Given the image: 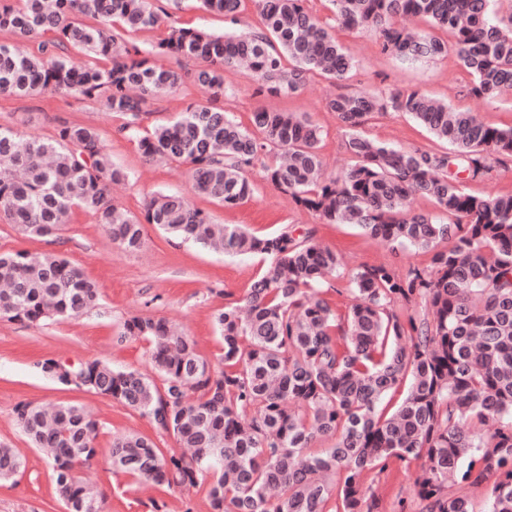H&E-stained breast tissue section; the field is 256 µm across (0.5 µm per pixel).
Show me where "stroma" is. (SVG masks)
<instances>
[{
  "label": "stroma",
  "mask_w": 512,
  "mask_h": 512,
  "mask_svg": "<svg viewBox=\"0 0 512 512\" xmlns=\"http://www.w3.org/2000/svg\"><path fill=\"white\" fill-rule=\"evenodd\" d=\"M170 20L128 34L130 45L151 49L168 31L169 24L192 27L213 34L234 29L248 32L261 27L255 0H242L238 23L201 8L198 0H162ZM339 41L348 47L355 65L345 81L321 76L311 78L290 97L257 93V80L248 72L225 76L224 95L185 81L176 93L154 101L143 115L140 130L174 121L187 108L208 102L224 108L242 126H250L253 112L266 107L279 112L306 114L320 127L319 153L326 176L334 177L350 159L344 149V132L334 112L326 107L329 98L346 90L387 92L418 89L447 100L456 108L475 113L487 125L512 126V93L478 98L466 93L468 72L455 54L418 62H405L381 51L375 37L338 30ZM123 116L106 112L101 104L59 94L0 96V125L24 135L53 138L61 124L96 127L113 163L123 169L126 180L112 186V199L134 215H141L147 196L155 192L184 195L196 208L207 212L217 224H239L258 235L290 230L294 236L313 233L322 246L342 259L338 276L324 286L325 296L338 310H346L351 299L350 275L357 267L390 266L399 273L410 267L430 266L431 251L391 249L363 234L350 224H324L318 216L296 206L265 176L262 166L250 171L253 194L244 204L227 209L193 193L188 164L146 165L134 140L121 127ZM366 135L405 149L446 153L450 146L435 138L427 128L402 112L374 114L364 127ZM145 243L140 250L119 249L96 218L74 211L59 238L28 237L9 220L0 218V252L25 250L52 252L78 265L99 288L97 306L76 319L49 320L38 325L0 321V443L17 448L26 457L25 470L0 481V512H63L51 472L41 453L33 448L17 425L20 403H76L89 408L101 422L97 438L100 453L83 475L104 498V512H211L204 491L175 490L166 493L136 483L113 472L108 448L114 435L135 430L151 436L159 447L173 448V435L159 432L153 424L119 402L85 390L66 386L43 374L42 361L67 363L99 360L115 367L149 366L145 342L120 340L121 325L132 315L163 317L177 324L196 342L198 354L212 369H219L222 341L215 329L214 315L227 302L241 298L258 276L262 263L256 256H231L190 245L156 226L144 227ZM417 464L394 463L375 478L373 489L380 500L379 512H420L414 492Z\"/></svg>",
  "instance_id": "obj_1"
}]
</instances>
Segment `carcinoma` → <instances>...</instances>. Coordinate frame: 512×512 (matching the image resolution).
Segmentation results:
<instances>
[{"instance_id": "1", "label": "carcinoma", "mask_w": 512, "mask_h": 512, "mask_svg": "<svg viewBox=\"0 0 512 512\" xmlns=\"http://www.w3.org/2000/svg\"><path fill=\"white\" fill-rule=\"evenodd\" d=\"M157 2L0 0V29L25 43L0 44V95L51 91L99 102L126 116L123 130L145 161L189 164L194 191L226 208L251 197L246 172L255 161L281 154L269 180L321 223L432 250V262L404 275L384 265L358 267L354 302L340 314L322 291L339 258L312 234L258 236L214 224L176 193L152 195L142 216L129 214L112 201V183L127 174L94 127L64 124L46 140L0 126V218L21 233L55 237L77 208L124 251L140 249L143 225L154 224L214 252L264 260L243 298L215 315L224 365L217 373L189 336L163 318L141 316L124 321L121 337L149 344L154 374L96 360L71 366L47 359L41 371L59 382L76 372L84 377L80 388L172 433L176 448L138 432L113 437V471L163 491L203 485L212 512H376L368 479L392 461L419 464L422 512H473L465 488L484 489L483 512H512V195L474 196L462 177L511 159L512 127L488 126L418 90L341 93L327 108L344 128L352 164L337 178L324 177L322 133L305 115L259 108L250 131L223 109L202 105L144 135L139 130L153 101L187 78L219 95L224 74L246 68L259 92L282 97L314 74L344 80L354 58L338 28L371 33L383 52L404 60L452 50L472 77L470 94L512 91V13L498 17L496 0H329L330 26L305 0H255L259 32L214 35L171 25L148 51L128 46V33L161 21ZM199 2L233 23L242 0ZM419 17L430 29L401 25ZM70 47L92 61L70 66ZM161 57L196 66L177 71ZM390 111L411 115L452 151L399 149L364 135L370 115ZM413 196L434 201L448 221L404 209ZM418 299L421 316L410 312ZM97 300V286L57 254H0V321L76 318ZM402 386L401 402L383 407ZM16 415L43 452L57 497L71 512H102L101 493L78 476L98 455L99 423L77 404L26 402ZM25 463L0 445V481ZM205 472L213 474L208 483Z\"/></svg>"}]
</instances>
